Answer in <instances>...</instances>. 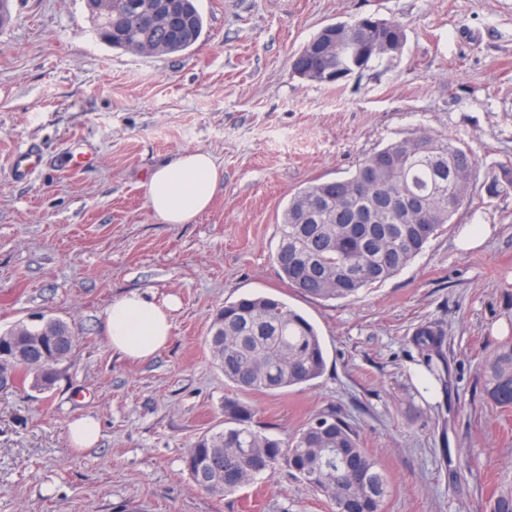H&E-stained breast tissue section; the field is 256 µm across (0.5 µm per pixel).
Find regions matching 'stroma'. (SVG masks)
Listing matches in <instances>:
<instances>
[{"mask_svg":"<svg viewBox=\"0 0 512 512\" xmlns=\"http://www.w3.org/2000/svg\"><path fill=\"white\" fill-rule=\"evenodd\" d=\"M200 7L205 34L179 55L110 48L85 0H13L0 30V330L58 319L77 338L51 391H0V512H331L283 469L224 497L185 470L233 393L204 337L224 302L254 292L306 315L327 355L310 385L250 394L270 433L336 407L390 479L385 512H488L512 475V408L480 379L512 335V189L476 188L408 266L352 301L303 297L273 255L296 188L347 175L391 141L426 129L466 142L483 170L512 162V0ZM361 15L404 24L398 57L333 85L293 76L313 35ZM30 145L42 168L14 179L9 157ZM194 149L214 155L222 185L193 223H158L147 178ZM472 224L493 233L458 248ZM132 290L180 300L169 343L145 362L103 337L106 308ZM424 326L443 335L446 384L420 364ZM82 414L102 436L76 453L67 425Z\"/></svg>","mask_w":512,"mask_h":512,"instance_id":"stroma-1","label":"stroma"}]
</instances>
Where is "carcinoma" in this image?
<instances>
[{
  "label": "carcinoma",
  "mask_w": 512,
  "mask_h": 512,
  "mask_svg": "<svg viewBox=\"0 0 512 512\" xmlns=\"http://www.w3.org/2000/svg\"><path fill=\"white\" fill-rule=\"evenodd\" d=\"M183 31L175 36L143 20L147 11H168L167 0H112V14L91 13L103 42L139 55H170L193 48L204 35V18L196 0H177ZM364 44L379 38H406L395 20L359 18ZM307 65L318 70L314 82L333 83L336 58L324 49ZM420 152L407 153L409 138L388 143L365 155L355 171L333 179H317L298 188L282 213L274 261L288 285L302 296L321 301L353 300L364 290L396 275L419 255L456 211L448 201L467 206L464 188L483 180L488 197L512 187V164L500 163L485 174L469 146L455 138L421 130ZM400 155L395 167L382 156ZM375 167V179L358 184L361 170ZM428 222L429 236L415 233L416 222ZM69 328L57 320L19 324L0 331V348L20 347L23 359L15 379L41 391L57 378L29 360L33 352L60 365L73 350L60 347ZM423 363L440 376L434 359H443L439 334L423 327L415 334ZM216 368L243 394L284 393L319 378L324 347L316 328L280 299L249 295L220 308L205 336ZM483 389L500 408H512V338L500 342L481 368ZM256 409L240 397L224 399V428L200 436L185 458L190 479L200 490L231 495L257 477L278 469L309 485L334 505V512H384L391 493L380 462L362 448L357 432L332 407L313 415L295 434L282 439L255 421ZM489 512H512V488L489 501Z\"/></svg>",
  "instance_id": "carcinoma-1"
}]
</instances>
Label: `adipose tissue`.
Returning <instances> with one entry per match:
<instances>
[{
	"label": "adipose tissue",
	"mask_w": 512,
	"mask_h": 512,
	"mask_svg": "<svg viewBox=\"0 0 512 512\" xmlns=\"http://www.w3.org/2000/svg\"><path fill=\"white\" fill-rule=\"evenodd\" d=\"M221 181L222 170L209 152L185 150L154 167L147 202L159 223L189 224L211 206ZM176 304V297L160 302L140 291L115 300L103 319L108 346L126 359L149 360L171 337Z\"/></svg>",
	"instance_id": "obj_1"
}]
</instances>
